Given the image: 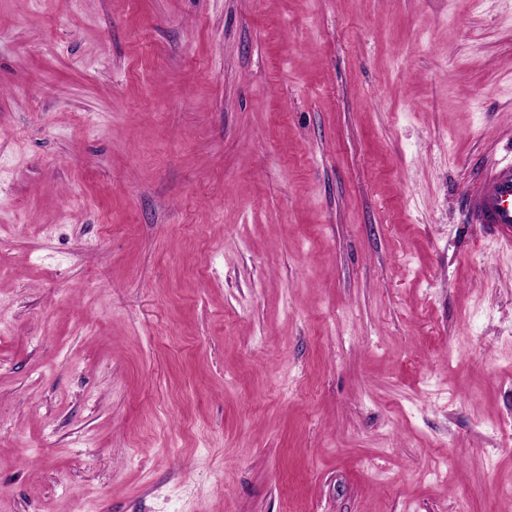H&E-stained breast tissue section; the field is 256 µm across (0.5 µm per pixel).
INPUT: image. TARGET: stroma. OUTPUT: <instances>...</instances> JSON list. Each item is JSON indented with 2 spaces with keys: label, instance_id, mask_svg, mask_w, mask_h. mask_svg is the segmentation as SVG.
I'll use <instances>...</instances> for the list:
<instances>
[{
  "label": "stroma",
  "instance_id": "stroma-1",
  "mask_svg": "<svg viewBox=\"0 0 512 512\" xmlns=\"http://www.w3.org/2000/svg\"><path fill=\"white\" fill-rule=\"evenodd\" d=\"M512 0H0V512H512ZM464 202L470 223L497 231L512 247V160L485 176L476 190L466 193Z\"/></svg>",
  "mask_w": 512,
  "mask_h": 512
}]
</instances>
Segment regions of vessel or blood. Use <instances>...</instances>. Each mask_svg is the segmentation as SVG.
<instances>
[{"instance_id":"b4317fda","label":"vessel or blood","mask_w":512,"mask_h":512,"mask_svg":"<svg viewBox=\"0 0 512 512\" xmlns=\"http://www.w3.org/2000/svg\"><path fill=\"white\" fill-rule=\"evenodd\" d=\"M464 202L470 223L497 231L512 247V161L499 164Z\"/></svg>"}]
</instances>
